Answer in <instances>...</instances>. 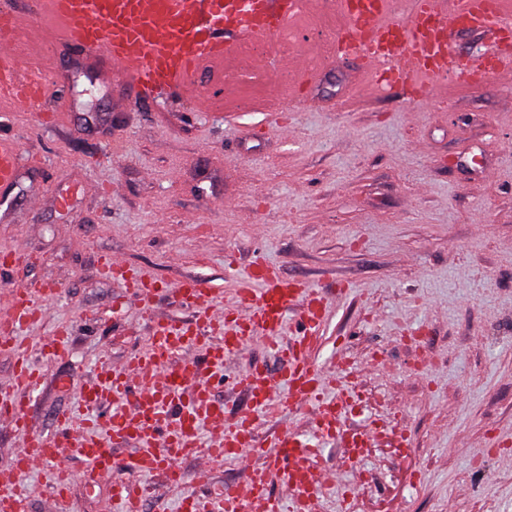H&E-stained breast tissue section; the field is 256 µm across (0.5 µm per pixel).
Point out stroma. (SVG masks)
Listing matches in <instances>:
<instances>
[{
    "mask_svg": "<svg viewBox=\"0 0 512 512\" xmlns=\"http://www.w3.org/2000/svg\"><path fill=\"white\" fill-rule=\"evenodd\" d=\"M18 18L17 53L40 60L53 82L50 107L66 117L0 104V132L22 147L10 208H0V252L33 261L0 267V295L15 284L59 291L24 342L70 333L71 359L44 362L46 380L28 416L51 435L58 411L100 361L124 367L155 322L188 323L196 309L183 281L212 288L216 313L237 311L234 285L255 260L316 288L349 292L329 308L315 351L331 365L337 346L361 366L350 381L362 402L350 421L404 426L421 471L406 487L405 461L382 431L357 473L338 469L340 447L314 462L361 478L359 512L385 500L397 512H512V86L436 85L421 99L379 94L357 61L330 63L326 46L343 23L333 0H310L295 45L244 47L199 76L215 101L197 111L175 94L136 103L109 67L83 72L76 53L33 38L37 0H0ZM319 73L312 100L296 94L298 60ZM280 103L278 119L265 106ZM118 256L159 284L148 305L103 274ZM270 372L279 357L252 343L224 363L217 400L244 406L234 386L252 363ZM111 473L87 478L74 464L66 501L52 466L25 482L24 512H103L117 480L150 486L144 512H177L187 493L221 495L236 463L200 468L187 480L139 476L132 446L112 449Z\"/></svg>",
    "mask_w": 512,
    "mask_h": 512,
    "instance_id": "35a3bbf8",
    "label": "stroma"
}]
</instances>
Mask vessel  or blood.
<instances>
[{"label": "vessel or blood", "instance_id": "obj_1", "mask_svg": "<svg viewBox=\"0 0 512 512\" xmlns=\"http://www.w3.org/2000/svg\"><path fill=\"white\" fill-rule=\"evenodd\" d=\"M387 0L363 7L361 0H335L344 25L337 31L330 60L359 59L379 89L405 97L423 96L430 84L452 81L476 85L486 77L512 82V0H415L406 21L391 19ZM302 0H38L40 23L54 30L56 43L79 49L89 59L108 62L120 85L136 100L173 91L194 93L199 75L223 63L242 44L268 40L296 20ZM488 35L484 57L464 55L455 44L463 28ZM50 79L40 64L22 60L14 51H0V103L16 109H41ZM19 141L0 135V206L18 179ZM113 277L136 288L152 287L149 275L122 260L105 259ZM179 293L197 304L194 322L157 323L146 346L127 369L100 365L80 388L79 399L90 415L76 423L72 411L60 412L53 435L32 432L27 409L43 383L42 372L22 347V335L38 320L39 304L52 299V288L35 290L16 285L0 308V345L14 351L11 391L0 397V415L23 435L13 458V481L0 487V512H21L27 476L37 467L54 464L57 498H65L72 480L67 468L56 466L58 448L84 465L87 473L111 472L112 448L137 449L136 469L144 475L165 472L177 483L186 476L179 462L202 448L203 423L223 415L208 379L201 375L189 349L203 351L211 368L241 353L255 340L276 345L286 365L278 375L254 365L243 371L238 385L251 407L238 415L217 447L203 449L212 463L231 460L243 467L240 481L224 487V496L208 501L186 495L180 512H318L325 486L314 471L319 442L334 440L352 462H361L375 432L351 424L344 411L359 399L340 372L322 369L313 358L330 305L325 290L282 279L270 266L239 279L238 314L212 316L211 289L201 280L183 283ZM300 306L302 329L280 343L291 307ZM142 378L136 400H129L132 375ZM303 410L312 431L270 430L259 435L258 412ZM279 483L289 491L281 498L271 490ZM115 512H141L138 485H112Z\"/></svg>", "mask_w": 512, "mask_h": 512}]
</instances>
